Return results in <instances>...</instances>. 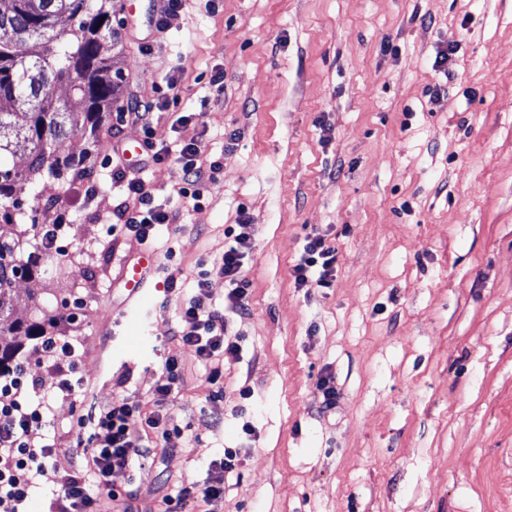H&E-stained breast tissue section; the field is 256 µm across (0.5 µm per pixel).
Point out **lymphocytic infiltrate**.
<instances>
[{
    "instance_id": "lymphocytic-infiltrate-1",
    "label": "lymphocytic infiltrate",
    "mask_w": 512,
    "mask_h": 512,
    "mask_svg": "<svg viewBox=\"0 0 512 512\" xmlns=\"http://www.w3.org/2000/svg\"><path fill=\"white\" fill-rule=\"evenodd\" d=\"M178 161L181 168L179 197L200 200L206 182L212 180L220 168L219 161L204 162L201 144L195 140L183 144ZM111 163L112 187L119 198L112 214L111 231L134 235L144 243L153 242L157 226L173 223V213L156 204L155 193L144 176L126 175L120 154H113ZM226 234L234 243L225 248L218 271L232 283L230 300L241 309L245 306L249 283L241 275L243 256L238 246L249 239L250 227L241 222L236 228L227 229ZM337 263V249L327 244L323 236L307 237L293 268L296 285L303 286L312 280L318 287H330ZM180 322L182 342L194 347L201 360L211 363L210 377L218 379L220 370L214 367V360L237 351L235 343L224 340L223 311L201 309L191 300L184 305ZM38 355L40 363L55 373L62 393L75 394L82 386L74 346L46 336ZM47 410L40 383L30 378L27 365L0 374V512H23L33 496L36 476L55 452L53 444H38L32 439L33 433L46 425ZM136 410V405L127 402L93 405L86 416L72 424L75 451L88 459L89 466L87 471L67 476L62 481L60 489L53 494L50 512H101V502L105 499L122 502L126 512H131L133 492L117 486L113 477L123 473L134 458L147 454L130 428V419ZM236 458L235 450L225 449L223 458L211 463L212 468L219 470V477L205 486L191 484L167 495V512H182L183 508L201 500L212 503L221 499L224 495L222 475L234 468Z\"/></svg>"
}]
</instances>
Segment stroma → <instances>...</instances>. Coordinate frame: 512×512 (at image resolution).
I'll list each match as a JSON object with an SVG mask.
<instances>
[{
	"instance_id": "stroma-1",
	"label": "stroma",
	"mask_w": 512,
	"mask_h": 512,
	"mask_svg": "<svg viewBox=\"0 0 512 512\" xmlns=\"http://www.w3.org/2000/svg\"><path fill=\"white\" fill-rule=\"evenodd\" d=\"M122 20V100L152 107L149 129L72 138L93 185L35 187L55 201L59 246L92 256L66 275L46 267L47 304L82 303L55 336L76 347L83 386L54 399L44 436L86 404L166 412L164 438L133 421L150 452L114 477L137 512L208 481L228 448L236 466L210 512H512V0H186L175 13L134 0ZM114 137L172 153L144 174L178 215L154 244L106 232ZM193 138L222 165L197 208L174 191V154ZM242 218L244 314L216 270ZM314 233L336 247V276L299 288ZM143 252L153 286L134 303L122 271ZM190 299L223 308L239 345L215 382L175 335ZM171 356L182 377L161 403ZM73 446L40 476L39 512L83 469Z\"/></svg>"
}]
</instances>
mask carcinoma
<instances>
[{"instance_id":"cac0c4a2","label":"carcinoma","mask_w":512,"mask_h":512,"mask_svg":"<svg viewBox=\"0 0 512 512\" xmlns=\"http://www.w3.org/2000/svg\"><path fill=\"white\" fill-rule=\"evenodd\" d=\"M107 0H0V31L8 28L27 43L19 55L0 39V223L30 220V229L10 241L0 240V371L20 363V347L9 337L48 334L62 315L45 302L44 291L27 293L30 319H13L18 300L12 285L18 279L42 283L43 262L75 267L84 253L44 249L46 237L59 231L50 223L54 204H29L28 192L44 176L57 179L87 167L90 153L77 158L67 151L76 136L94 135L112 116L120 97L121 71L101 55L106 42L120 41L117 4ZM66 84L71 96L46 93L50 84ZM26 152L18 168L7 158Z\"/></svg>"}]
</instances>
